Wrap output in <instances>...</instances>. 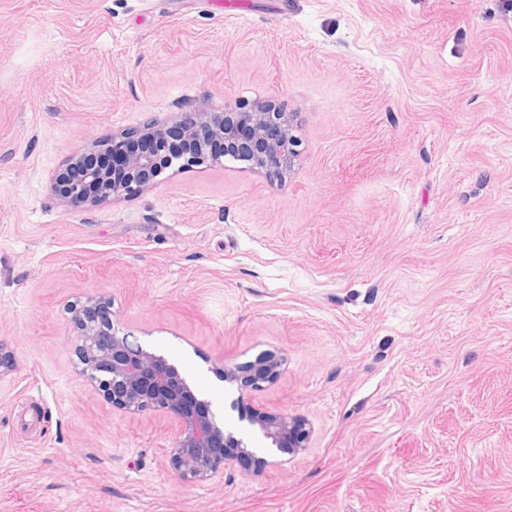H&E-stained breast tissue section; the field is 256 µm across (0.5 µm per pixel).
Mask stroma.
I'll use <instances>...</instances> for the list:
<instances>
[{
  "label": "stroma",
  "mask_w": 512,
  "mask_h": 512,
  "mask_svg": "<svg viewBox=\"0 0 512 512\" xmlns=\"http://www.w3.org/2000/svg\"><path fill=\"white\" fill-rule=\"evenodd\" d=\"M269 100L300 156L226 159L93 209L51 180L190 102ZM112 303L247 435L216 369L304 451L183 483L174 421L80 375ZM0 512H512V11L502 0H0ZM282 365V359L273 354H267L245 366L231 367L225 364L220 371L221 377L225 383H236L239 391L231 407L238 408L239 403L246 399L248 389L260 388L261 384L274 380L280 374Z\"/></svg>",
  "instance_id": "obj_1"
}]
</instances>
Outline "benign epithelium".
<instances>
[{"label": "benign epithelium", "mask_w": 512, "mask_h": 512, "mask_svg": "<svg viewBox=\"0 0 512 512\" xmlns=\"http://www.w3.org/2000/svg\"><path fill=\"white\" fill-rule=\"evenodd\" d=\"M186 108L168 121L150 117L136 129L112 135L99 148L68 157L50 186L51 194L63 204L87 208L110 198L137 197L177 159L183 167L221 161L208 151L215 144L270 179L280 178L298 160L300 139L291 112L266 102L243 111L229 100L219 112L191 103ZM114 157L122 161L119 180L110 175ZM71 314L79 338L80 374L112 407L164 412L175 419L169 462L183 481L206 482L232 468L245 476L253 473L259 457L244 438L224 428L212 403L201 398L174 364L132 340L111 303L89 295ZM281 367L282 359L273 354L245 366H223L224 382L237 384L239 391L231 407L246 399L247 390L274 380ZM241 420L281 452L305 450L312 433L307 423L287 413L256 410Z\"/></svg>", "instance_id": "benign-epithelium-1"}]
</instances>
